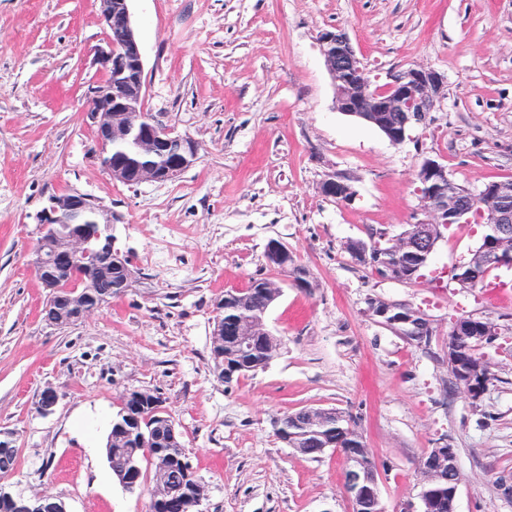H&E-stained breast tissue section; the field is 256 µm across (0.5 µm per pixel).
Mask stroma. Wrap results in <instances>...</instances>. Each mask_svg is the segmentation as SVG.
Segmentation results:
<instances>
[{
    "label": "stroma",
    "mask_w": 512,
    "mask_h": 512,
    "mask_svg": "<svg viewBox=\"0 0 512 512\" xmlns=\"http://www.w3.org/2000/svg\"><path fill=\"white\" fill-rule=\"evenodd\" d=\"M144 64V109L195 141L178 178L130 187L102 163L89 86L106 43L98 0H0V434L18 450L7 490L50 494L67 512H147L103 451L119 397L159 394L206 487L203 512H350L345 463L311 459L275 433L281 416L335 408L355 417L381 470L388 512L416 496L417 465L447 442L461 481L456 512H512V293L448 286L481 229L445 232L423 278L379 277L347 253L370 233L397 237L418 204L422 156L471 189L512 179V0H130ZM345 29L369 79L431 66L446 97L398 145L338 112L319 35ZM350 176L345 204L321 194ZM79 192L112 215V248L131 282L66 328L42 317L32 263L50 197ZM279 240L309 272L283 274L262 370L227 384L212 369L216 303L268 275ZM421 310L428 346L381 324L370 300ZM485 315L500 334L482 353L497 380L479 404L448 369L455 319ZM55 386L54 412L37 410ZM320 190L324 195L328 193L330 196L336 198L343 197L344 200H342V202L344 203L351 202L356 196L353 185L345 182L340 176L336 175V173H331L326 176L321 183Z\"/></svg>",
    "instance_id": "1"
}]
</instances>
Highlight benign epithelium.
Listing matches in <instances>:
<instances>
[{
	"instance_id": "obj_1",
	"label": "benign epithelium",
	"mask_w": 512,
	"mask_h": 512,
	"mask_svg": "<svg viewBox=\"0 0 512 512\" xmlns=\"http://www.w3.org/2000/svg\"><path fill=\"white\" fill-rule=\"evenodd\" d=\"M117 9L121 10L127 32L125 43L118 47L107 36V49L100 51L97 58L105 81L92 88V107L89 109L94 134L103 153H108L112 140V128L119 120H125L128 135L139 146L150 153L168 156L171 145L170 129L155 120H146L141 112L144 108L140 100L133 96L118 97L112 93L115 88L131 82L136 70H143V60L138 39L129 10V0H120ZM320 52L328 72L338 83L353 82L360 87L358 93L335 97L336 109L346 115L364 118L368 115L380 118L379 126L388 140L398 145L403 142L408 131L416 124L423 123L427 116L436 111L445 98V77L437 69L428 66H412L390 75V81L380 88L372 87L366 77L365 68L345 30L326 29L319 36ZM185 151L171 159L170 167L159 172H145L141 179L151 182H164L172 174L184 167L190 160L197 159L198 145L191 139L183 141ZM418 206L412 214L409 229L396 238L397 250L408 256L429 259L442 238V229L453 224H472L479 220L491 227L484 235L480 247L472 250L467 260L456 264L453 282L458 288H466L480 275L482 267L491 264L497 268L512 269V184L507 181H493L477 191L471 189L448 192V177L445 165L432 157H425L416 172ZM321 193L336 195L349 203L354 200L356 191L353 185L340 176L331 173L320 186ZM92 200L76 192L65 196V201L53 199L41 212V223L77 224L79 228L71 235L68 249L56 255L50 239L42 240V247L35 258V265L41 273L50 277L57 264L64 262L69 267L82 264L87 244V234L91 228L87 218ZM270 254L282 268H287L292 256L288 245L276 241L270 246ZM379 276L396 281H411L415 273H402L397 266L379 264ZM373 315L382 319L387 326L403 324L400 333L421 342L432 335L430 320L420 313L410 310L401 319L391 317L400 307L391 303H373L369 307ZM232 335H225L224 322L214 319L213 341L218 347L228 340L240 351H252L267 342V337L251 333L242 334L238 327L230 328ZM499 335V326L486 317L473 315L455 320L448 332V368L462 392L472 403H478L489 389L491 368L485 360L466 359L462 355L461 342L477 340L484 344L492 342ZM133 408L150 402L157 419L161 420L157 441L174 444L181 436L180 430L163 407L161 401L148 397L141 391L126 393ZM60 399L57 388L45 387L39 394L38 409L41 413H53ZM334 412L322 408H307L299 415L298 425L304 431H315L326 425ZM332 448L328 443L322 450ZM334 449V448H332ZM334 452L345 461L344 490L352 505V512H386L380 493L381 472L377 468L363 464L359 450L336 448ZM439 458H448L440 466L433 461L419 465L420 483H446L453 488L451 499H457L460 473L456 463V451L448 447V441L441 442L435 449ZM163 460L157 463L152 494L154 512H162L174 499L182 502L181 512H200L199 506L205 497V488L196 478L185 456L176 457L170 452L162 454ZM17 449L10 447L6 439L0 440V471L9 473L16 466ZM141 472L138 457L131 454L127 458L124 484L136 487ZM0 512H67L65 505L50 495H43L34 504L0 487Z\"/></svg>"
}]
</instances>
